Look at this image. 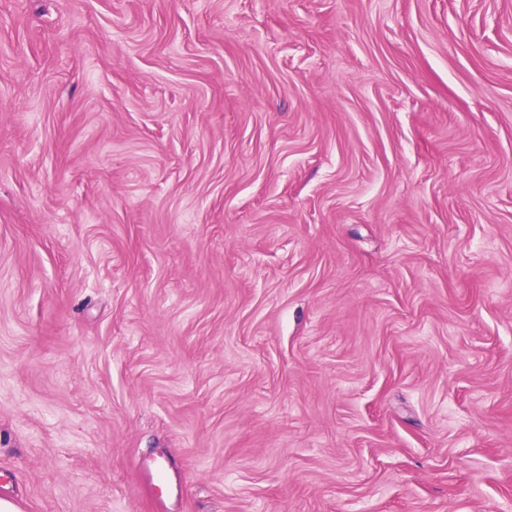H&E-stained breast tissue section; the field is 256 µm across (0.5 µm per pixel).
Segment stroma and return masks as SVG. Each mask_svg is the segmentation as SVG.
I'll return each instance as SVG.
<instances>
[{
    "mask_svg": "<svg viewBox=\"0 0 512 512\" xmlns=\"http://www.w3.org/2000/svg\"><path fill=\"white\" fill-rule=\"evenodd\" d=\"M512 512V0H0L18 512Z\"/></svg>",
    "mask_w": 512,
    "mask_h": 512,
    "instance_id": "35a3bbf8",
    "label": "stroma"
}]
</instances>
